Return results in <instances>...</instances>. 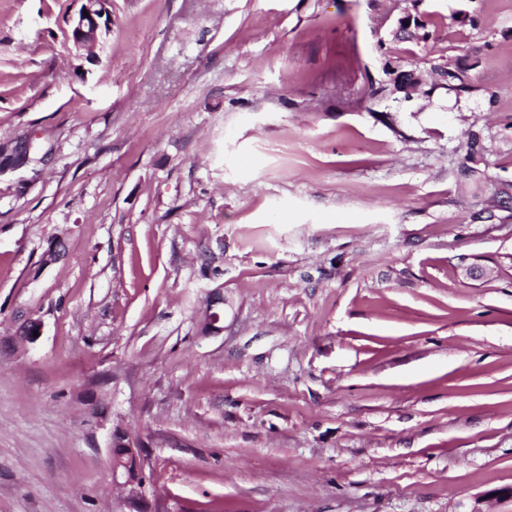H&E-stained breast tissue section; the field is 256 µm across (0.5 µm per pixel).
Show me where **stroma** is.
I'll list each match as a JSON object with an SVG mask.
<instances>
[{
	"label": "stroma",
	"mask_w": 512,
	"mask_h": 512,
	"mask_svg": "<svg viewBox=\"0 0 512 512\" xmlns=\"http://www.w3.org/2000/svg\"><path fill=\"white\" fill-rule=\"evenodd\" d=\"M83 3L0 0V512H130L118 428L146 512H512V0ZM87 10L88 16H83ZM106 14V0H85L78 18L73 21L71 38L78 49L91 50L98 42L100 19ZM412 2V10L415 12L412 13L408 11L403 17V19L399 18L398 22L400 23V26H396V30L390 31V35L392 38L400 40V39H412L416 40L418 42H425L428 41L430 38L429 32L426 30L427 26L425 24V21L422 19L421 14L418 12V7L420 4H422L423 0H411ZM412 16V24H413V33H410L407 31L408 27L410 26V18ZM420 17V20L417 19V17ZM405 23H408V26H405ZM431 68L441 78V85L439 87L446 89L448 92H453L456 96H460L474 90L469 73L475 68L474 64L466 66L448 61L436 64ZM395 73L388 71L387 68L384 70L386 75L385 80H369L368 84V96L370 99H381L387 95L392 94L393 83L392 80H396L399 86H402L405 90L412 91L413 88H407L409 85L415 84L420 80L419 76L414 70H402L399 65L391 66ZM392 75V76H391ZM391 76V78H390ZM480 141L478 132L468 133L467 140L462 146L464 154L460 170L461 175L478 180L483 176V171L478 167L482 161ZM30 138H21L9 143L0 144V175L16 171L29 162L31 151ZM112 459L114 456L121 460L127 457L132 460L133 467L135 461L140 456L138 443L124 429H115L112 433ZM135 460V461H134ZM120 465L115 464L112 469L113 485L120 488L124 501L135 509H140L141 504L145 501L146 477L144 471H141L138 465L133 469L125 467V472H120Z\"/></svg>",
	"instance_id": "1"
}]
</instances>
